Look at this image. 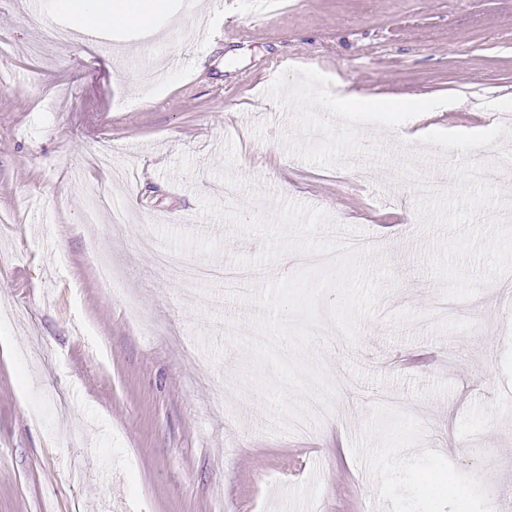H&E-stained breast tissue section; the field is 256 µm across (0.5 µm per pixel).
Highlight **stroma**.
Instances as JSON below:
<instances>
[{
	"label": "stroma",
	"instance_id": "1",
	"mask_svg": "<svg viewBox=\"0 0 512 512\" xmlns=\"http://www.w3.org/2000/svg\"><path fill=\"white\" fill-rule=\"evenodd\" d=\"M202 15L169 0L88 42L55 0H0V512H482L489 487L512 503V276L446 299L414 183L391 175L394 105L457 100L427 125L467 133L485 105L512 112V0H273L232 32L212 16L201 43ZM340 80L374 122L327 108ZM88 188L109 201L91 227ZM205 198L323 210L390 268L357 342L323 318L307 359L335 397L302 429L247 379L259 308L221 274L264 243ZM163 253L204 269L192 291Z\"/></svg>",
	"mask_w": 512,
	"mask_h": 512
}]
</instances>
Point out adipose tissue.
<instances>
[{
  "mask_svg": "<svg viewBox=\"0 0 512 512\" xmlns=\"http://www.w3.org/2000/svg\"><path fill=\"white\" fill-rule=\"evenodd\" d=\"M164 0H56L59 12L78 15L83 25L105 30L145 24Z\"/></svg>",
  "mask_w": 512,
  "mask_h": 512,
  "instance_id": "ef3b65f1",
  "label": "adipose tissue"
}]
</instances>
